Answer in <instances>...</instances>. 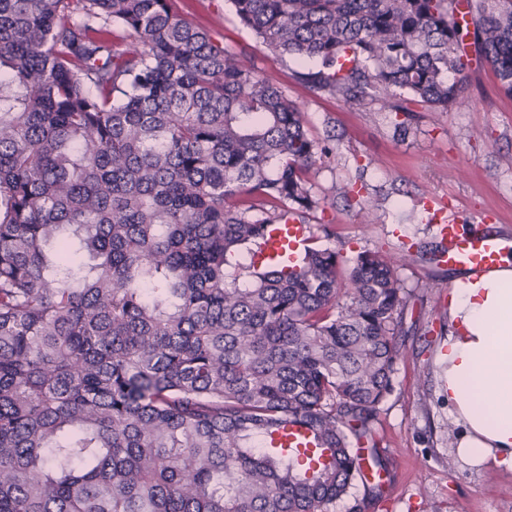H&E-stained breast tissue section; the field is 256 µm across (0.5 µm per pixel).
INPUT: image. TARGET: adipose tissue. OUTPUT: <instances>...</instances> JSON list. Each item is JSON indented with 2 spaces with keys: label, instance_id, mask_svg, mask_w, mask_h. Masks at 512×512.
<instances>
[{
  "label": "adipose tissue",
  "instance_id": "1",
  "mask_svg": "<svg viewBox=\"0 0 512 512\" xmlns=\"http://www.w3.org/2000/svg\"><path fill=\"white\" fill-rule=\"evenodd\" d=\"M439 389L462 431L457 457L512 469V264L452 281Z\"/></svg>",
  "mask_w": 512,
  "mask_h": 512
}]
</instances>
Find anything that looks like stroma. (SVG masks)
Here are the masks:
<instances>
[{
  "instance_id": "stroma-1",
  "label": "stroma",
  "mask_w": 512,
  "mask_h": 512,
  "mask_svg": "<svg viewBox=\"0 0 512 512\" xmlns=\"http://www.w3.org/2000/svg\"><path fill=\"white\" fill-rule=\"evenodd\" d=\"M175 3L181 16L254 58L325 147L309 172L313 192L325 199L308 222L312 245L336 251L344 270L362 252L401 261V355L373 425L382 469L366 471L334 512H348L352 498L374 489L379 495L369 512H512V470H476L454 453L460 427L438 389L436 366L451 330L453 270L435 264L440 243L420 208L433 195L478 217L484 229L512 236V98L499 91L490 67L475 61L463 105L439 111L413 103L389 112L367 98L352 108L296 80L295 64L265 50L227 0Z\"/></svg>"
}]
</instances>
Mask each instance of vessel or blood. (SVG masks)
I'll return each mask as SVG.
<instances>
[{
  "mask_svg": "<svg viewBox=\"0 0 512 512\" xmlns=\"http://www.w3.org/2000/svg\"><path fill=\"white\" fill-rule=\"evenodd\" d=\"M421 206L440 240L437 263L451 268L485 271L499 266L502 257L512 250V238L479 228L466 230L464 215L452 211L436 198H425ZM308 233L309 228L304 224L289 222L270 225L267 238L256 256L257 262H294L307 245ZM312 440L310 431L293 425L275 432L270 444L280 448L298 441L309 443Z\"/></svg>",
  "mask_w": 512,
  "mask_h": 512,
  "instance_id": "obj_1",
  "label": "vessel or blood"
}]
</instances>
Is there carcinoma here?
<instances>
[{"instance_id":"obj_1","label":"carcinoma","mask_w":512,"mask_h":512,"mask_svg":"<svg viewBox=\"0 0 512 512\" xmlns=\"http://www.w3.org/2000/svg\"><path fill=\"white\" fill-rule=\"evenodd\" d=\"M229 2L349 106L460 105L468 47L512 96V0ZM317 150L170 0H0V512H331L381 466L396 261L254 262ZM297 441L306 442L307 448H315L313 434L307 429L295 425L280 429L270 437V445L277 448L291 446Z\"/></svg>"}]
</instances>
